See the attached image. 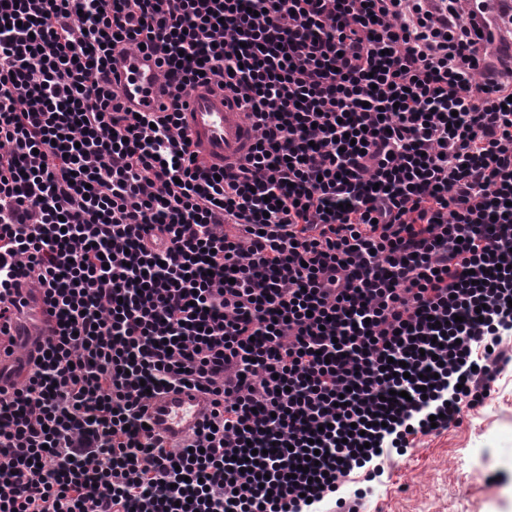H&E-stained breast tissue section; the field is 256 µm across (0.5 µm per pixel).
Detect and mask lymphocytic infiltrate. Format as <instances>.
Listing matches in <instances>:
<instances>
[{
  "label": "lymphocytic infiltrate",
  "instance_id": "obj_1",
  "mask_svg": "<svg viewBox=\"0 0 512 512\" xmlns=\"http://www.w3.org/2000/svg\"><path fill=\"white\" fill-rule=\"evenodd\" d=\"M468 0H5L0 512H361L352 474L482 406L512 335V55ZM171 99L129 112L116 57ZM244 163L195 156L197 86ZM208 395L179 449L151 397ZM316 443L318 462L305 464ZM256 464H249V457ZM186 129L192 149L210 164L243 158L252 143L251 121L224 92L198 86L185 98Z\"/></svg>",
  "mask_w": 512,
  "mask_h": 512
}]
</instances>
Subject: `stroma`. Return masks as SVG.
<instances>
[{
	"instance_id": "35a3bbf8",
	"label": "stroma",
	"mask_w": 512,
	"mask_h": 512,
	"mask_svg": "<svg viewBox=\"0 0 512 512\" xmlns=\"http://www.w3.org/2000/svg\"><path fill=\"white\" fill-rule=\"evenodd\" d=\"M367 512H512V362L459 426L385 460Z\"/></svg>"
}]
</instances>
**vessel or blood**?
Listing matches in <instances>:
<instances>
[{
  "mask_svg": "<svg viewBox=\"0 0 512 512\" xmlns=\"http://www.w3.org/2000/svg\"><path fill=\"white\" fill-rule=\"evenodd\" d=\"M502 0H471V9L488 40H499ZM119 90L136 112L158 111L159 69L147 53L127 56L116 66ZM193 150L209 163L222 165L243 158L253 137L251 121L241 107L223 92L199 86L190 91L184 111ZM209 408V399L198 392L172 391L151 402L150 425L163 434L169 445H183L194 433Z\"/></svg>",
  "mask_w": 512,
  "mask_h": 512,
  "instance_id": "vessel-or-blood-1",
  "label": "vessel or blood"
}]
</instances>
